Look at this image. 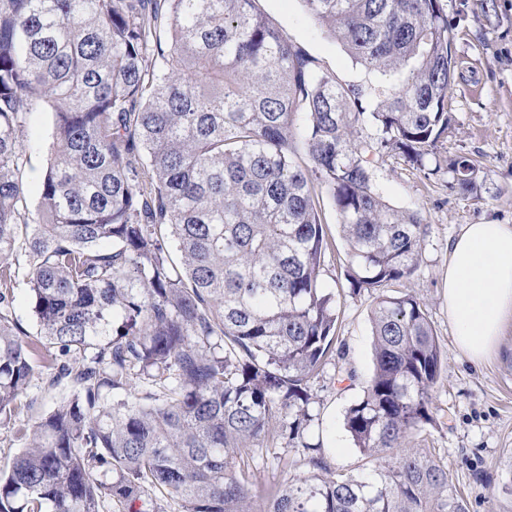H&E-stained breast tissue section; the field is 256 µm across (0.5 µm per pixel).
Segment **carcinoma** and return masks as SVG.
<instances>
[{
	"mask_svg": "<svg viewBox=\"0 0 512 512\" xmlns=\"http://www.w3.org/2000/svg\"><path fill=\"white\" fill-rule=\"evenodd\" d=\"M303 2L396 79L388 95L318 70L256 0H0V427L34 379L70 388L24 428L0 512H144L149 491L181 512H469L415 443L442 353L410 293L376 297L372 376L345 415L372 469L335 478L316 452L263 503L250 489L254 448L304 438L311 380L336 358L319 192L353 293L409 280L428 225L384 199L373 163L434 174L452 120L441 0ZM36 110L54 134L33 212L19 134ZM449 171L477 190L467 156ZM22 269L31 341L12 313Z\"/></svg>",
	"mask_w": 512,
	"mask_h": 512,
	"instance_id": "carcinoma-1",
	"label": "carcinoma"
}]
</instances>
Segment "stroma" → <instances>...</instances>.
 Returning <instances> with one entry per match:
<instances>
[{"mask_svg": "<svg viewBox=\"0 0 512 512\" xmlns=\"http://www.w3.org/2000/svg\"><path fill=\"white\" fill-rule=\"evenodd\" d=\"M443 5L455 23L451 53L457 68L448 100L453 121L436 153L445 161L470 156L478 165L480 188L477 194L461 195L451 189L447 168L426 178L400 159L379 161L375 180L381 194L395 207L420 209L429 224L417 272L407 283L389 285L386 292L416 296L441 344L442 367L432 391L435 422L421 432L419 445L434 449L447 463L469 512H512V494L503 489L505 469L512 464V326L506 328L497 353L481 364L467 361L452 336L446 291L449 248L463 225H512V0H443ZM257 6L321 71L346 83L379 82V75L367 73L312 19L303 0H258ZM53 132L51 113L27 114L21 133L27 146L22 173L33 209L39 203L45 147ZM320 204L329 247L319 280L336 294L342 353L311 382L315 403L306 447L285 452L271 442L256 448L258 468L251 482L257 493L281 481L285 473L306 474L312 444L319 445L335 477L373 466L355 448L344 416L363 396L373 371L370 317L375 297L352 293L345 276L349 254L340 217L329 196H322ZM68 393L63 385L44 392L41 381H33L29 412L21 414L15 426L0 428V469H8L27 444L18 427Z\"/></svg>", "mask_w": 512, "mask_h": 512, "instance_id": "obj_1", "label": "stroma"}]
</instances>
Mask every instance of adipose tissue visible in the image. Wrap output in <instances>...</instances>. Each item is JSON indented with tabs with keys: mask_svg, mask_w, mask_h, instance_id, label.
Here are the masks:
<instances>
[{
	"mask_svg": "<svg viewBox=\"0 0 512 512\" xmlns=\"http://www.w3.org/2000/svg\"><path fill=\"white\" fill-rule=\"evenodd\" d=\"M448 321L460 354L478 363L512 319V225L467 224L448 258Z\"/></svg>",
	"mask_w": 512,
	"mask_h": 512,
	"instance_id": "1",
	"label": "adipose tissue"
}]
</instances>
